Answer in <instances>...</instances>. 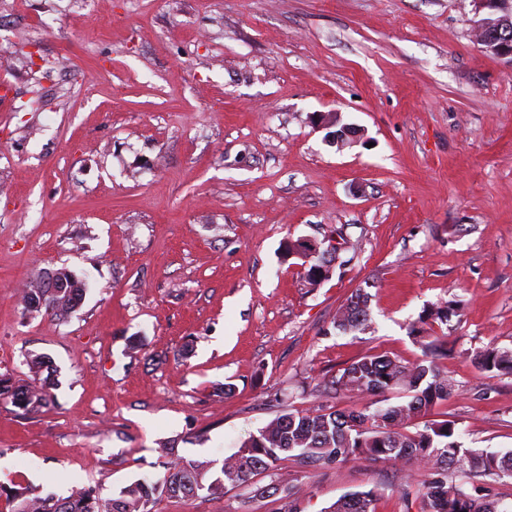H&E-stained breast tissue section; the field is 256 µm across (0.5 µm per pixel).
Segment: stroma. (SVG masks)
<instances>
[{
  "label": "stroma",
  "instance_id": "1",
  "mask_svg": "<svg viewBox=\"0 0 512 512\" xmlns=\"http://www.w3.org/2000/svg\"><path fill=\"white\" fill-rule=\"evenodd\" d=\"M118 23H111V16ZM472 0H0V375L56 385L35 415L0 401V483L118 497L164 449L221 468L287 410L397 403L331 388L371 352L444 335L463 447L512 451V64L473 38ZM316 112L359 129L328 145ZM343 245L317 288L289 237ZM89 287L63 322L23 315L17 283ZM363 333L333 322L355 289ZM448 305L447 326L419 323ZM233 384L225 396V384ZM408 469L359 457L289 468L306 512ZM247 489L155 512H275ZM475 366L483 371L512 373V350L486 348L473 355Z\"/></svg>",
  "mask_w": 512,
  "mask_h": 512
}]
</instances>
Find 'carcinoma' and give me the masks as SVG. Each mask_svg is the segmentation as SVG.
Masks as SVG:
<instances>
[{"instance_id": "obj_1", "label": "carcinoma", "mask_w": 512, "mask_h": 512, "mask_svg": "<svg viewBox=\"0 0 512 512\" xmlns=\"http://www.w3.org/2000/svg\"><path fill=\"white\" fill-rule=\"evenodd\" d=\"M333 257L324 254L304 260L303 278L316 286L332 275L328 264ZM59 287L51 290L38 281L22 289L24 310L64 320L76 310L85 294L84 281L66 270L52 274ZM353 292L341 306L334 329L341 332L366 331L371 323L370 307L361 308ZM423 323L448 324V306H433L420 317ZM448 354L444 336H434L425 344L421 358L403 361L387 354L370 353L346 365L332 377L335 390L359 395H379L398 391L402 400L374 410H332L319 405L306 411L281 414L245 440L240 450L224 460L220 474L211 475L208 460H186L170 455L165 473L157 482L135 481L124 487L115 499H104L91 487L77 488L66 497L42 495L24 488L0 485L10 512H153L158 498L192 501L216 497L230 489L248 487L253 498H266L268 491L253 482L262 472L281 471L288 464L335 466L350 459L366 457L414 464L428 471L414 496L404 495V512H507L498 500H480L461 483L449 479L448 472L469 476L512 477V453L498 455L462 447L455 439V423L437 409L446 404L456 384L437 365ZM475 366L483 371L512 373V350L486 348L473 355ZM35 383L17 385L0 375V400H8L26 414L46 407L52 398L54 381L44 375L49 359L32 355L27 360ZM440 418H435V415ZM381 494L374 488L349 492L323 512H377ZM276 512H304V499L293 485L282 489Z\"/></svg>"}]
</instances>
